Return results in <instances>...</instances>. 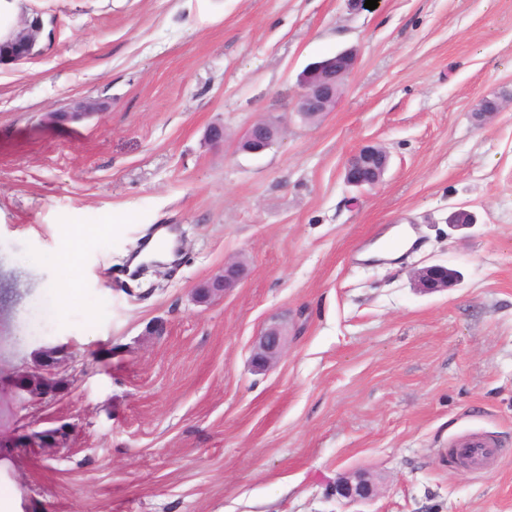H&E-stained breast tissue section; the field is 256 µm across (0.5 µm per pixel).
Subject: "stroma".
Masks as SVG:
<instances>
[{"instance_id": "1", "label": "stroma", "mask_w": 512, "mask_h": 512, "mask_svg": "<svg viewBox=\"0 0 512 512\" xmlns=\"http://www.w3.org/2000/svg\"><path fill=\"white\" fill-rule=\"evenodd\" d=\"M54 19L33 60L0 67V491L19 512H512V0H24ZM352 47L333 111L294 109L312 62ZM106 98L62 125L44 113ZM284 124L267 151L238 141ZM223 125V145L203 139ZM391 155L374 188L347 158ZM466 209L475 222L448 223ZM397 224L395 261L360 254ZM184 233L171 265L134 277L157 229ZM82 301L42 315L66 235ZM234 256L224 299L192 290ZM460 272L415 288L416 268ZM288 344L257 373L273 315ZM162 320L167 331L148 328ZM63 344L72 383L46 414L69 451L20 446L13 373ZM480 431L498 465L447 459ZM365 470L372 499L335 492ZM282 132L281 127L270 120L260 119L253 122L245 131L240 149L251 154H260L271 148ZM390 164L389 153L381 146L367 144L348 159L345 181L354 187H374L382 182ZM389 236H400L403 241L402 246L394 250L385 249L383 245L371 247L362 252L360 258L363 260L395 259L406 251L416 239L415 231L409 228L408 224H401V226L393 228L388 234ZM460 274L457 270L444 264H430L417 268L413 273L416 288L433 293L452 288L458 281Z\"/></svg>"}]
</instances>
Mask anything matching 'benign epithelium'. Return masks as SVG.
<instances>
[{
    "label": "benign epithelium",
    "instance_id": "7a95c632",
    "mask_svg": "<svg viewBox=\"0 0 512 512\" xmlns=\"http://www.w3.org/2000/svg\"><path fill=\"white\" fill-rule=\"evenodd\" d=\"M44 12L31 9L15 24L8 40L9 50L0 55V66L17 64L30 60L43 50V39L50 38ZM359 56L356 50L347 49L335 56L316 62L307 67L301 79V91L296 101V112L302 117L309 114L328 112L333 109L339 99L344 79L357 66ZM108 99L95 101H74L68 107L56 112L45 114L44 120L58 123L61 119L69 121L81 120L108 108ZM282 132L281 127L270 120L260 119L253 122L245 131L240 149L251 154H260L271 148ZM390 164L389 153L381 146L367 144L359 148L348 159L345 166V181L354 187H374L382 182ZM245 275L244 265L236 259L224 261V268L203 282L195 289V300L200 304H208L221 299L224 294L237 287ZM460 274L444 264L424 265L413 273L414 285L426 292H441L453 287ZM286 348V333L278 320L268 324L255 341L250 355V364L256 371H264L276 364ZM43 356L36 358L31 366L18 370L15 374V393L22 406L31 409L27 422L33 433L29 443L52 453H59L70 447L74 427L62 423L53 428L42 429L44 423L41 414L52 404V394L38 395L24 387V380L36 372L46 378L68 376L73 366L70 356L51 353L41 348ZM336 494L341 497L358 501L367 500L375 493V487L368 476L354 472L336 481Z\"/></svg>",
    "mask_w": 512,
    "mask_h": 512
}]
</instances>
